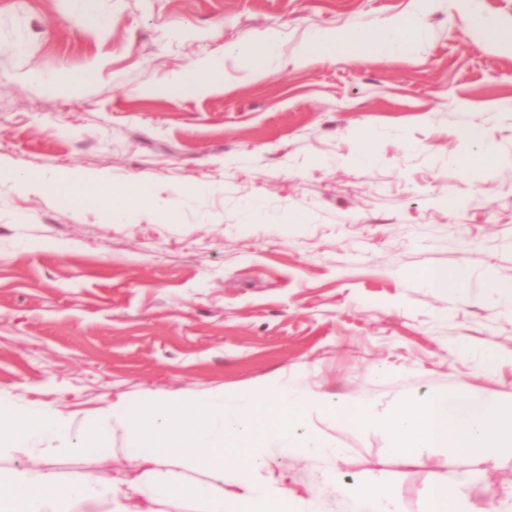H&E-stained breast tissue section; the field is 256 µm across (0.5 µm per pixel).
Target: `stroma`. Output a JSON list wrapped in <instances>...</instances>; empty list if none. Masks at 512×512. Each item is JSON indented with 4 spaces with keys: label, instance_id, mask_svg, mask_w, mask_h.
I'll return each mask as SVG.
<instances>
[{
    "label": "stroma",
    "instance_id": "1",
    "mask_svg": "<svg viewBox=\"0 0 512 512\" xmlns=\"http://www.w3.org/2000/svg\"><path fill=\"white\" fill-rule=\"evenodd\" d=\"M0 0V158L21 170L144 181L146 213L111 195L60 200L0 182V397L74 416L117 397L240 390L272 380L387 410L431 391L512 402V0ZM492 15L496 37L470 27ZM413 18L409 52L297 63L317 31ZM285 38L264 76L241 53ZM224 75L172 87L201 59ZM496 161L466 174L462 130ZM370 144L369 160L355 156ZM195 194H185L188 186ZM465 267L442 291L417 272ZM491 354L485 368L481 354ZM338 456H268L292 512H352L328 480L383 479L422 512L432 476L464 479L476 512H512V456L406 460L387 435L326 416ZM126 430L56 457L65 479L123 485Z\"/></svg>",
    "mask_w": 512,
    "mask_h": 512
}]
</instances>
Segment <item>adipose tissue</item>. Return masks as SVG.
I'll list each match as a JSON object with an SVG mask.
<instances>
[{"label":"adipose tissue","instance_id":"ef3b65f1","mask_svg":"<svg viewBox=\"0 0 512 512\" xmlns=\"http://www.w3.org/2000/svg\"><path fill=\"white\" fill-rule=\"evenodd\" d=\"M415 31L412 19L401 18L376 39L359 30L336 35L318 32L304 43L301 56L332 59L363 46L383 54L404 53L412 46ZM0 182L66 198L74 186H81L83 194L95 195L105 185L104 178L96 174L60 171L48 177L2 161ZM315 413L384 431L396 453L407 458L438 448L451 466L466 453L512 452V404L443 392L381 413L364 402L326 400L274 380L233 392L151 396L135 409L118 400L107 416L80 425L59 411L0 398V450L21 448L26 453L22 465L0 471V512H72L76 505L103 501L113 504V512H154V505L181 499L195 501L199 512H284L287 491L252 495L253 477L264 458L273 453L338 455L335 444L312 426ZM113 421L125 426L131 443L142 451L143 469L128 481V493H120L95 473L62 479L51 467V459L100 447ZM168 452L186 464L208 468L216 480L234 483L242 488V495L229 500L211 485L167 479L158 465ZM336 490L352 501L354 512H401L394 484L340 481ZM425 512L475 510L462 487L450 486L447 475L438 474L429 484Z\"/></svg>","mask_w":512,"mask_h":512}]
</instances>
